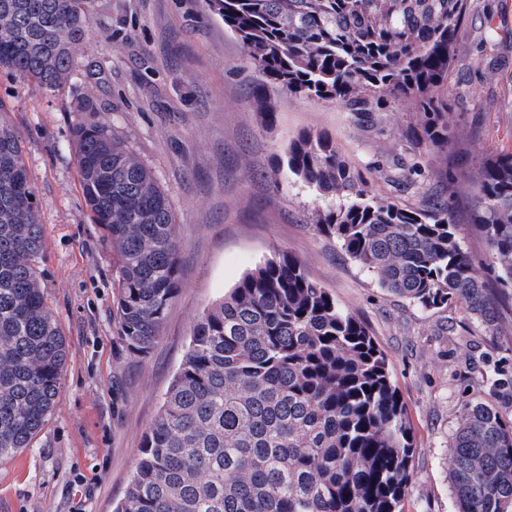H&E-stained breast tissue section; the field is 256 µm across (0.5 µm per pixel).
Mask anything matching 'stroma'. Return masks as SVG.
I'll return each mask as SVG.
<instances>
[{
    "label": "stroma",
    "mask_w": 512,
    "mask_h": 512,
    "mask_svg": "<svg viewBox=\"0 0 512 512\" xmlns=\"http://www.w3.org/2000/svg\"><path fill=\"white\" fill-rule=\"evenodd\" d=\"M454 50L443 156L406 137L417 124L408 101L376 106L364 121L278 92L259 106L241 44L207 0H94L89 36L59 90L0 71V109L24 142L44 225L42 285L68 344L47 425L30 448L0 459V512H112L196 316L278 251L362 319L389 362L411 423L404 512H455L449 444L459 411L483 402L512 416V385L500 380L512 375V309L489 329L458 305L425 311L391 295L316 230L312 214L328 200L277 169L299 134L327 133L380 197L414 209L432 189L448 199L457 240L483 261L472 183L484 157L512 152V0H469ZM84 103L148 164L175 211L183 283L143 360L115 342L113 255L78 181L72 130ZM399 156L417 167L413 185L398 183ZM443 166L456 177L435 183Z\"/></svg>",
    "instance_id": "35a3bbf8"
}]
</instances>
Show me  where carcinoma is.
Segmentation results:
<instances>
[{
    "instance_id": "carcinoma-1",
    "label": "carcinoma",
    "mask_w": 512,
    "mask_h": 512,
    "mask_svg": "<svg viewBox=\"0 0 512 512\" xmlns=\"http://www.w3.org/2000/svg\"><path fill=\"white\" fill-rule=\"evenodd\" d=\"M91 0H0L16 16L0 69L39 90L65 84L91 24ZM268 88L366 112L412 98L422 139L448 146V81L467 0H210ZM80 186L110 245L117 342L144 360L182 284L175 218L152 170L95 113L74 130ZM288 173L318 197L319 233L381 288L422 309L461 304L487 328L491 283L512 287V153L486 158L472 222L488 244L475 263L448 202L408 209L358 180L332 139L306 132ZM45 250L23 145L0 116V458L30 446L51 416L68 359L46 305ZM493 273L490 281L487 273ZM456 512H512V419L476 402L450 445ZM406 406L365 324L303 264L279 252L195 319L160 412L113 512H403L411 478Z\"/></svg>"
}]
</instances>
